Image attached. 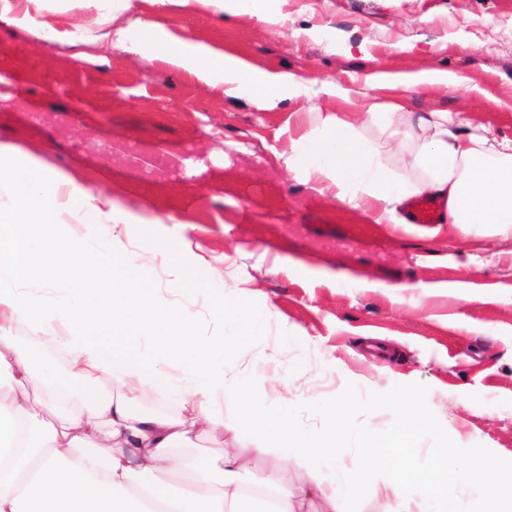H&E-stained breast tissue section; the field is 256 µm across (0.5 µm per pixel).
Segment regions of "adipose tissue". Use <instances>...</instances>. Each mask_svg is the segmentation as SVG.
Returning <instances> with one entry per match:
<instances>
[{
    "instance_id": "obj_1",
    "label": "adipose tissue",
    "mask_w": 512,
    "mask_h": 512,
    "mask_svg": "<svg viewBox=\"0 0 512 512\" xmlns=\"http://www.w3.org/2000/svg\"><path fill=\"white\" fill-rule=\"evenodd\" d=\"M128 13L126 26L106 36L123 46L137 32V46L188 70L224 94L250 93L272 105L289 96L290 80L246 67L188 38L161 39L158 25L130 15L131 0H116ZM396 101H368L358 122L321 116L318 136L295 142L306 158L307 176L320 193L348 201L375 223H398V212L417 195L448 203V222L460 230L485 224L512 233V139L490 138L481 126L449 112L421 118L424 137L410 165L420 178L386 175L356 126L391 118ZM140 210L116 216L109 194L85 186L76 175L47 169L27 150L0 144V512H342L344 501L383 488L398 499L445 501L448 512H464L463 489L481 491L484 512H512V466L497 465L470 448L448 447V435L427 413L422 397L401 393L388 401L386 426H358L350 398L326 403L322 434L304 431L277 408L261 384L244 383L224 366L227 356L253 335L245 299L226 304L210 299L213 313H230L236 336L203 332L200 316L182 308L176 295L190 273L184 244L164 240L158 249L167 264V285L155 284L137 253L123 240V227L153 229V202L140 197ZM113 222L112 239L91 248L72 223L88 217ZM34 345H18L17 327ZM59 341L69 362L61 375L54 360L39 359L35 345ZM109 377V392L89 395L76 381ZM180 378L178 414L138 412L134 406L151 389ZM45 399L60 421L42 426L28 410L31 396ZM230 403L236 429L256 442L255 453L273 455L268 470L244 489L240 477L250 456L223 449L222 467L177 459L191 430L223 427ZM438 443L429 466L416 468L418 440ZM354 441L350 467L337 468L346 441ZM311 470L312 479L288 485L280 471L288 463Z\"/></svg>"
}]
</instances>
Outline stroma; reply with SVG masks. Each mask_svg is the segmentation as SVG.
Wrapping results in <instances>:
<instances>
[{
  "mask_svg": "<svg viewBox=\"0 0 512 512\" xmlns=\"http://www.w3.org/2000/svg\"><path fill=\"white\" fill-rule=\"evenodd\" d=\"M278 8L277 24L197 0H132L131 9L164 37L294 76V93L270 107L104 39L112 0L15 8L0 16V143L53 171L80 170L94 190L108 172L122 213L137 209L126 189L146 162L188 157L187 187L152 188L161 219L152 234L138 224L126 233L162 283L158 240H187L197 281L180 297L189 310L207 306L214 289L230 302L249 291L259 333L249 356L233 362L242 378L274 385L278 406L313 433L325 428V402L343 394L359 406L355 423L381 426L391 412L371 416L362 404L414 392L447 429L449 447L511 465L512 236L483 224L465 234L446 223H372L316 191L292 141L316 129L317 113L350 121L364 97L385 100L379 76L421 72L455 81L400 90L393 121L360 130L388 173L415 151L416 118L429 112L469 116L512 139V0H280ZM48 27L52 37H35Z\"/></svg>",
  "mask_w": 512,
  "mask_h": 512,
  "instance_id": "35a3bbf8",
  "label": "stroma"
}]
</instances>
